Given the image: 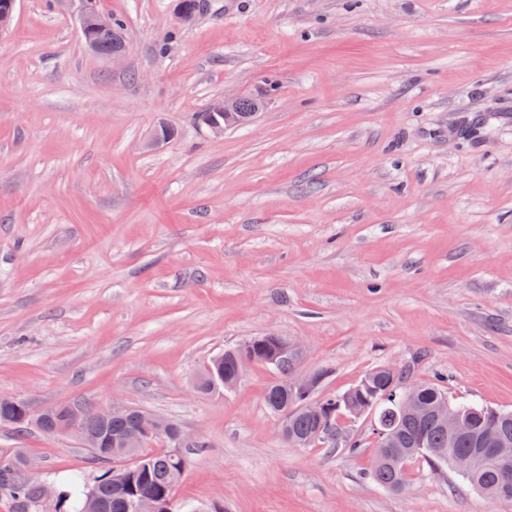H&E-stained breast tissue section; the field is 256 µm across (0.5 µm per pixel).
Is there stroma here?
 <instances>
[{
  "mask_svg": "<svg viewBox=\"0 0 512 512\" xmlns=\"http://www.w3.org/2000/svg\"><path fill=\"white\" fill-rule=\"evenodd\" d=\"M100 0L125 54L84 47L61 0H17L0 33V395L32 414L129 405L199 436L177 502L220 512H512L450 470L369 482V420L344 447L288 446L248 366L299 342L319 396L414 363L450 396L512 410V0ZM273 82L213 138L211 100ZM174 129L161 148L155 128ZM61 489L91 478L74 436L0 424Z\"/></svg>",
  "mask_w": 512,
  "mask_h": 512,
  "instance_id": "stroma-1",
  "label": "stroma"
}]
</instances>
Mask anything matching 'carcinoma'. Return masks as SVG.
<instances>
[{"mask_svg":"<svg viewBox=\"0 0 512 512\" xmlns=\"http://www.w3.org/2000/svg\"><path fill=\"white\" fill-rule=\"evenodd\" d=\"M112 36H102L94 31L87 33L86 38L96 43V53L109 55L115 47V41L123 30L122 21L113 19ZM238 354L236 348H228L215 355L208 363L198 388L209 391L224 381L236 371ZM290 366L286 363L274 368L277 379L267 388L265 403L267 408L275 413L278 409L290 411L288 417V438L291 446L311 448L318 444H335L338 431L336 415L345 412L344 406L338 404L340 396L332 395L325 401L332 406L331 431L322 430L321 422L313 415L304 411L298 401L288 403V394L281 390L288 380ZM364 379L367 380L369 391L365 396L377 402L376 418H392V391L388 389L387 378L383 368L377 366L371 369ZM448 397L439 384L431 381L420 382V389L415 398L422 408V413L416 418L397 421L394 440L390 446L382 447L381 441H376V452L373 463L368 469L367 479L383 488L395 490L399 485L407 483V467L413 462H421L433 471L443 467H452L451 457L456 454H471L477 448L483 447L481 435L488 429H499L512 436V412L500 411L498 418L480 413L481 407L470 403L448 402V407L459 410L462 420L468 422L473 429L469 436L456 439L448 438V432L432 418L430 410L441 400ZM139 409L133 408L119 420L107 421L102 419L93 409H85L83 426L86 433L100 439L107 448L119 447V442L125 432L133 427L138 418ZM66 415V407L55 406L47 409L37 418L29 417L24 402L18 405H0V424L12 426L18 430L34 424L43 431L59 424ZM139 461L122 481L112 475V462L106 459L92 458L99 470L92 484L64 491L65 512H86L85 503L88 494L93 492L96 499L107 507L106 512H127L126 503L136 496H150L163 505L173 495L176 484L182 477V467L178 460L169 453V448H160L151 454L138 449ZM22 453L0 461V494L9 496L17 509L24 512L23 505L33 500L35 491L27 485L16 470ZM463 480L475 490L495 498L504 495L512 497V455L509 461L503 463L497 459H487L476 469L462 475Z\"/></svg>","mask_w":512,"mask_h":512,"instance_id":"carcinoma-1","label":"carcinoma"}]
</instances>
